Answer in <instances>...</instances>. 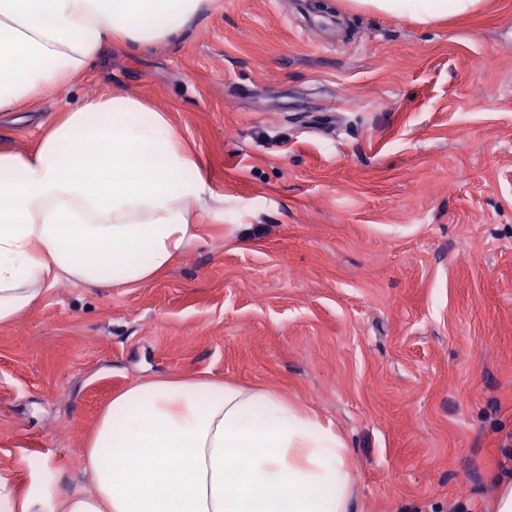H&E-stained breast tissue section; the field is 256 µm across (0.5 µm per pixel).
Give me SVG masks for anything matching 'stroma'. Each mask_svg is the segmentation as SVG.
I'll return each mask as SVG.
<instances>
[{
  "mask_svg": "<svg viewBox=\"0 0 512 512\" xmlns=\"http://www.w3.org/2000/svg\"><path fill=\"white\" fill-rule=\"evenodd\" d=\"M100 94L169 113L224 221L137 288L61 281L0 327V471L83 480L113 394L263 388L332 423L354 512H490L512 473V0L422 25L341 0H214L0 112V147Z\"/></svg>",
  "mask_w": 512,
  "mask_h": 512,
  "instance_id": "1",
  "label": "stroma"
}]
</instances>
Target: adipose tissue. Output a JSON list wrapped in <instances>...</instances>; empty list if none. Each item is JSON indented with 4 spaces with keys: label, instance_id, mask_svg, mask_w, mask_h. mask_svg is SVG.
I'll return each instance as SVG.
<instances>
[{
    "label": "adipose tissue",
    "instance_id": "1",
    "mask_svg": "<svg viewBox=\"0 0 512 512\" xmlns=\"http://www.w3.org/2000/svg\"><path fill=\"white\" fill-rule=\"evenodd\" d=\"M208 0H0V112L73 84L111 45L179 39ZM421 24L482 0H346ZM224 219L168 114L140 99H84L34 153L0 149V326L49 288H135L199 242V210ZM348 448L332 424L278 395L157 378L113 396L84 444L85 481L50 472L18 489L0 471V512H350Z\"/></svg>",
    "mask_w": 512,
    "mask_h": 512
}]
</instances>
